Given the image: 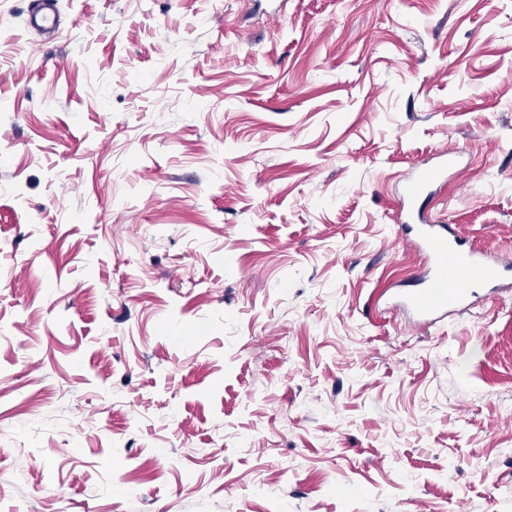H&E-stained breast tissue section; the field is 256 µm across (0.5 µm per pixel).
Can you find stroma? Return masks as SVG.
I'll return each instance as SVG.
<instances>
[{
    "mask_svg": "<svg viewBox=\"0 0 512 512\" xmlns=\"http://www.w3.org/2000/svg\"><path fill=\"white\" fill-rule=\"evenodd\" d=\"M0 0V512H512V286L415 325L429 203L512 264V0ZM36 2L38 4L29 12L27 26L52 36L58 25L54 1L36 0Z\"/></svg>",
    "mask_w": 512,
    "mask_h": 512,
    "instance_id": "35a3bbf8",
    "label": "stroma"
}]
</instances>
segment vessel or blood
Masks as SVG:
<instances>
[{
	"label": "vessel or blood",
	"instance_id": "obj_1",
	"mask_svg": "<svg viewBox=\"0 0 512 512\" xmlns=\"http://www.w3.org/2000/svg\"><path fill=\"white\" fill-rule=\"evenodd\" d=\"M27 25L42 34L53 35L58 25L54 0H37ZM439 157V165L415 172L406 186L397 215L399 240L409 242L428 264L415 288L402 296L401 305L425 326L434 325L448 312L461 309L474 288L496 287L502 277L500 267L485 260L481 253L467 249L450 225L430 219L427 203L435 187L446 182L456 153L444 149Z\"/></svg>",
	"mask_w": 512,
	"mask_h": 512
}]
</instances>
